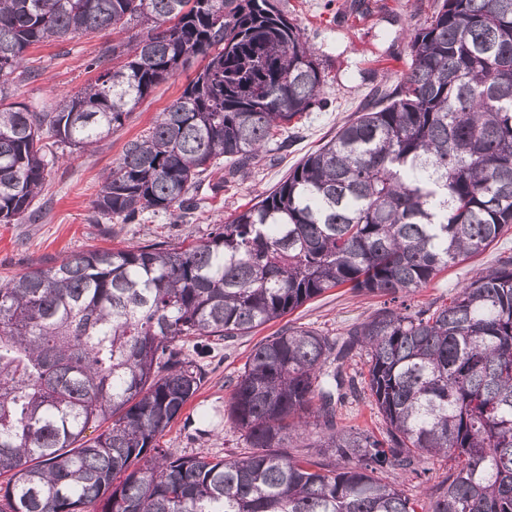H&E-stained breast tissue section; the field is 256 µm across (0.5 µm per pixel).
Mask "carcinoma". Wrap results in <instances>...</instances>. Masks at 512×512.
I'll return each mask as SVG.
<instances>
[{
	"label": "carcinoma",
	"instance_id": "obj_1",
	"mask_svg": "<svg viewBox=\"0 0 512 512\" xmlns=\"http://www.w3.org/2000/svg\"><path fill=\"white\" fill-rule=\"evenodd\" d=\"M137 26L76 93L6 103L29 46ZM408 49L395 84L206 240L87 250L0 285V512H512V256L446 305H407L512 229V0H432ZM192 58L93 200L123 224L202 211L217 160L249 168L321 107L316 51L278 0H0V224L33 217L57 150L96 145ZM345 284L399 306L342 342L303 326L259 342L225 408L249 451L160 443L203 381L189 350ZM355 350L379 436L337 425ZM310 434L316 453L287 451ZM434 459L447 472L421 503L404 481Z\"/></svg>",
	"mask_w": 512,
	"mask_h": 512
}]
</instances>
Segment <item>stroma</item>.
Returning a JSON list of instances; mask_svg holds the SVG:
<instances>
[{"label":"stroma","mask_w":512,"mask_h":512,"mask_svg":"<svg viewBox=\"0 0 512 512\" xmlns=\"http://www.w3.org/2000/svg\"><path fill=\"white\" fill-rule=\"evenodd\" d=\"M431 0H281L280 7L297 23L328 73L324 107L313 110L298 126L282 134L283 141L267 145L247 171L227 177L216 170L212 181L224 187L210 196L209 209L173 223L164 212L147 213L131 224L95 220L91 202L101 181L126 143L145 134L157 117L183 92L202 62L193 59L175 77L156 86L131 112L124 125L81 153L60 157L50 169L41 194L34 200L39 219L0 224V284L36 265L93 248L166 241L177 245L207 238L214 225L248 208L254 197L269 189L307 154L330 139L339 125L378 86L394 84L408 59V35L425 21ZM111 33H87L33 45L24 65L37 72L35 81L15 84L14 100L32 104L55 101L93 81L89 64L111 43ZM512 253V231L483 254L448 268L410 301L412 310L449 303L458 288L499 256ZM378 295L347 287L328 290L283 319L247 336L215 341L199 357L203 383L181 417L168 428L163 446L178 454L224 456L245 451L240 432L224 415L232 385L255 347L286 326H303L343 338L354 324L383 308ZM339 425L382 434L385 424L368 396L346 398L337 405Z\"/></svg>","instance_id":"35a3bbf8"}]
</instances>
